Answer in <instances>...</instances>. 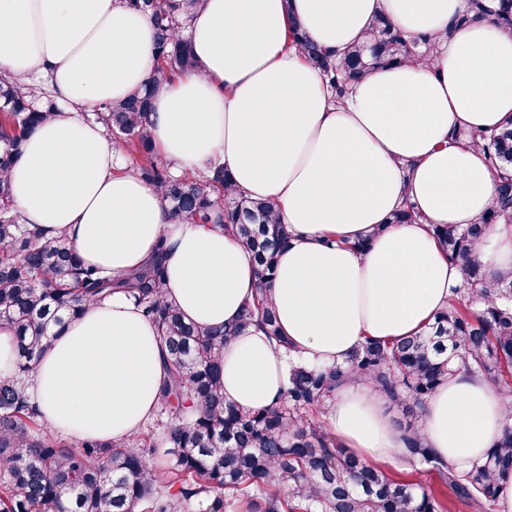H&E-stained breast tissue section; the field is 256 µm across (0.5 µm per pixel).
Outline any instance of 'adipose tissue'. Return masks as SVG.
Masks as SVG:
<instances>
[{
	"label": "adipose tissue",
	"instance_id": "ef3b65f1",
	"mask_svg": "<svg viewBox=\"0 0 512 512\" xmlns=\"http://www.w3.org/2000/svg\"><path fill=\"white\" fill-rule=\"evenodd\" d=\"M466 9L467 0H202L189 34L199 73L155 92L150 119L164 160L204 172L223 165L243 193L280 204L291 238L268 294L308 364H340L365 340L424 332L461 281L429 227L473 223L496 178L482 148L457 134L512 119V32L491 16L451 26ZM381 14L408 37H438V52L372 70L335 102L291 47V20L339 56ZM153 35L119 0H0V72L49 76L62 106L26 136L8 174L11 198L29 228L64 235L106 275L166 250L167 290L185 318L232 323L257 291L237 237L170 221L160 192L119 171L118 148L85 118L147 81ZM406 203L421 222L389 223ZM365 237L368 248L356 250ZM476 255L512 270V224L493 225ZM221 372L225 399L257 410L284 393L289 363L253 331L225 346ZM167 377L155 328L115 292L56 328L25 393L51 433L120 441L154 418ZM336 394L326 421L351 451L376 464L401 453L368 384L352 380ZM506 403L502 390L458 371L430 397L422 433L442 461L467 469L502 435Z\"/></svg>",
	"mask_w": 512,
	"mask_h": 512
}]
</instances>
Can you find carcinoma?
I'll return each instance as SVG.
<instances>
[{
  "label": "carcinoma",
  "mask_w": 512,
  "mask_h": 512,
  "mask_svg": "<svg viewBox=\"0 0 512 512\" xmlns=\"http://www.w3.org/2000/svg\"><path fill=\"white\" fill-rule=\"evenodd\" d=\"M122 2L152 22L157 66L127 97L101 104L95 118L119 150L133 156L131 170L160 191L172 220L221 227L251 251L258 293L237 321L200 327L166 299L163 257L118 277L103 276L83 265L63 238H44L22 224L6 175L25 136L60 110L46 82L0 78V324L14 331L19 356L17 375L0 379V512H143L147 502L150 512H193L204 499L211 500V512H444L432 489L396 482L342 448L324 415L337 386L348 379L365 381L409 413H422L432 392L461 368L501 381L512 398V272L491 271L476 258L490 226L512 224V120L489 136L465 133L485 152L498 191L475 223L431 226L448 258L460 265L462 279L429 331L396 342L368 339L341 365L293 362L283 400L245 411L224 399V345L254 326L277 348L290 350L267 296L288 229L274 202L232 190L224 169L175 175L156 152L149 125L154 92L177 74L198 71L184 31L200 0ZM468 2V12L455 23L493 13L501 27L512 29V0ZM291 36L339 98L372 68L426 59L437 50L428 37L408 39L385 15L375 17L366 40L339 59L319 49L296 19ZM115 290L142 305L166 350L169 377L159 405L168 420L159 444L154 434L143 432L122 442L87 439L69 445L41 424L22 378L56 327ZM478 299L483 305L476 309ZM402 440L403 457L413 470H437L466 498L495 500L498 477L512 470V424L487 458L467 470L439 459L415 422L405 427ZM160 444L171 455L163 472L151 459Z\"/></svg>",
  "instance_id": "obj_1"
}]
</instances>
